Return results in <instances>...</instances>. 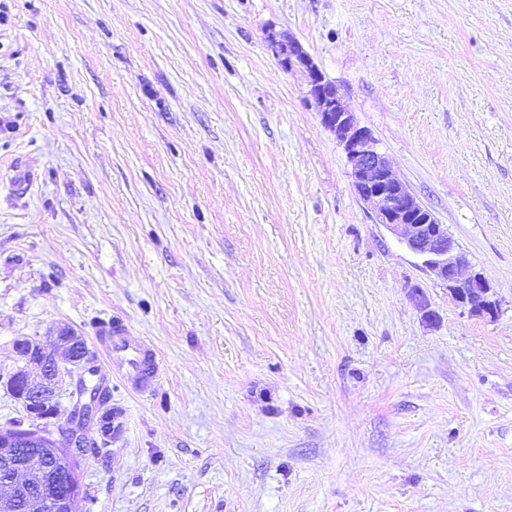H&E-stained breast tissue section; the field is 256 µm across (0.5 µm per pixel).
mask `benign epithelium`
Masks as SVG:
<instances>
[{"label": "benign epithelium", "mask_w": 512, "mask_h": 512, "mask_svg": "<svg viewBox=\"0 0 512 512\" xmlns=\"http://www.w3.org/2000/svg\"><path fill=\"white\" fill-rule=\"evenodd\" d=\"M268 48L285 71L295 65L308 73L310 94L313 97L322 125L334 133L342 146L348 163L352 186L359 199L374 213L376 223L382 225L409 252L422 260V266L433 280L448 288L452 298L468 312L480 318L494 319L500 310L497 291L486 276L472 269L465 252L448 233L432 209L423 204L409 186L398 179L389 160L370 130L358 124L355 115L346 106L336 85L325 79L323 73L295 39H282L275 33L266 36ZM411 301L432 323L436 316L429 309L423 289L414 286L408 293ZM79 337L62 329L47 345H32L27 341L16 344L17 350L27 349L22 359L28 366L40 370L39 380L30 379L24 369L0 374V380L12 387L23 403L26 420L32 426L48 424L57 418V404L61 396L70 399L67 425L74 432V440L84 435L85 421L94 420L99 435L112 441V413L100 411L96 398L90 395L87 376L95 375L88 355L78 348ZM24 438L7 436L0 428V457L10 464L15 448ZM23 472L0 480V490L7 491L6 501L0 500V512L7 508ZM77 492L47 488L43 505L49 512H73Z\"/></svg>", "instance_id": "obj_1"}]
</instances>
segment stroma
<instances>
[{
	"label": "stroma",
	"mask_w": 512,
	"mask_h": 512,
	"mask_svg": "<svg viewBox=\"0 0 512 512\" xmlns=\"http://www.w3.org/2000/svg\"><path fill=\"white\" fill-rule=\"evenodd\" d=\"M270 31L494 320L375 223ZM114 317L163 373L96 376L76 512H512V0H0V371ZM266 40L283 70L289 71L295 65L306 69L320 121L342 146L354 191L370 207L376 223L421 259L433 280L448 288L452 298L471 315L494 319L500 300L493 284L483 273L472 269L447 225L395 176L377 140L368 128L358 124L336 85L325 79L297 40L282 39L273 32L267 33Z\"/></svg>",
	"instance_id": "1"
}]
</instances>
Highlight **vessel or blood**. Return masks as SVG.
I'll return each mask as SVG.
<instances>
[{"label":"vessel or blood","instance_id":"vessel-or-blood-1","mask_svg":"<svg viewBox=\"0 0 512 512\" xmlns=\"http://www.w3.org/2000/svg\"><path fill=\"white\" fill-rule=\"evenodd\" d=\"M93 339L113 376L137 393L152 390L160 378V362L152 344L132 335L122 319L94 324Z\"/></svg>","mask_w":512,"mask_h":512}]
</instances>
